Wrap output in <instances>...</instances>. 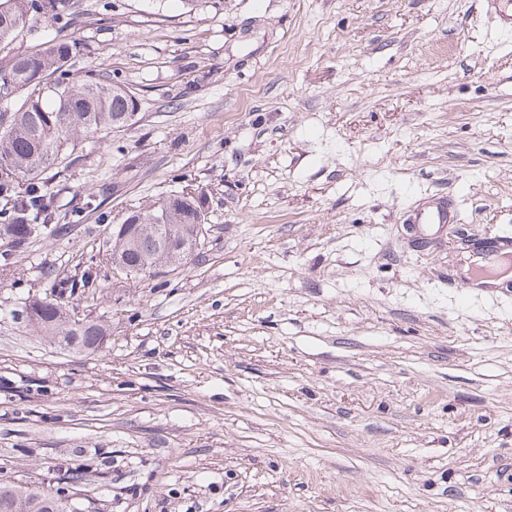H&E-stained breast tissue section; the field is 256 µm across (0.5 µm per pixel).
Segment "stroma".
<instances>
[{
	"instance_id": "35a3bbf8",
	"label": "stroma",
	"mask_w": 512,
	"mask_h": 512,
	"mask_svg": "<svg viewBox=\"0 0 512 512\" xmlns=\"http://www.w3.org/2000/svg\"><path fill=\"white\" fill-rule=\"evenodd\" d=\"M0 62L77 39L129 125L51 169L64 232L0 257V482L90 512H512V32L480 0H70ZM195 260L116 277L113 225L186 185ZM453 195L418 247L404 213ZM96 210L70 223L79 199ZM96 261L67 313L96 351L17 320ZM77 264L74 267V274L72 272L65 274L63 277L58 275L51 281L50 288H53L54 292L57 291L58 298H61L64 294L74 293L79 288H92L95 287L94 283L97 279V269L93 270L92 265H88L83 268L81 274L77 271ZM79 276V277H78Z\"/></svg>"
}]
</instances>
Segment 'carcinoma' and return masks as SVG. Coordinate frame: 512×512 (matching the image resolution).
<instances>
[{"instance_id": "cac0c4a2", "label": "carcinoma", "mask_w": 512, "mask_h": 512, "mask_svg": "<svg viewBox=\"0 0 512 512\" xmlns=\"http://www.w3.org/2000/svg\"><path fill=\"white\" fill-rule=\"evenodd\" d=\"M49 15L64 26L74 20L70 0H0V45L12 43L23 31L28 17ZM84 51L76 41L45 42L31 53L13 56L0 66V86L12 87L13 111L0 112V240L8 248L21 249L41 237L57 219L54 197L46 174L65 160L66 152L81 137L109 134L126 126L136 105L122 86L90 74L81 83L67 77L65 64ZM9 116L8 123L3 117ZM206 220V199L165 198L137 213L141 225L136 237H127L120 226L112 228L106 242L112 266L147 265L154 270L173 263L164 241L172 239L188 246L194 225ZM97 271L87 266L79 273L56 276L51 288L58 296L79 288H92ZM30 322L39 325L55 342L79 337L80 347L89 351L103 336L89 322L73 329L71 319L57 300L29 305ZM50 497L44 492H27L13 486L0 497V512H39L37 506Z\"/></svg>"}]
</instances>
